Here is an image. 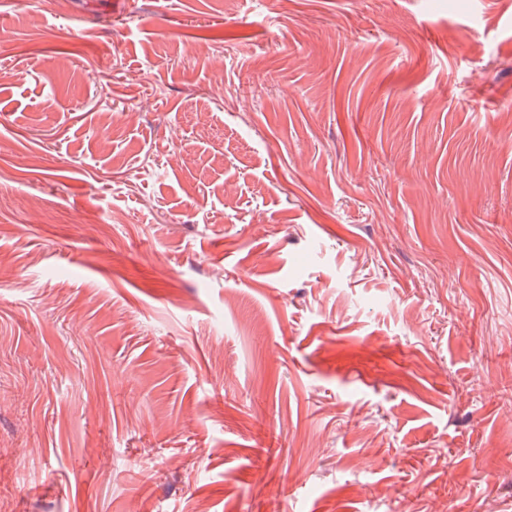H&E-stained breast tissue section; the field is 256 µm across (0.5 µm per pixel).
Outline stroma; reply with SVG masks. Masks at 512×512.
Returning <instances> with one entry per match:
<instances>
[{
  "mask_svg": "<svg viewBox=\"0 0 512 512\" xmlns=\"http://www.w3.org/2000/svg\"><path fill=\"white\" fill-rule=\"evenodd\" d=\"M512 512V0H0V512Z\"/></svg>",
  "mask_w": 512,
  "mask_h": 512,
  "instance_id": "obj_1",
  "label": "stroma"
}]
</instances>
